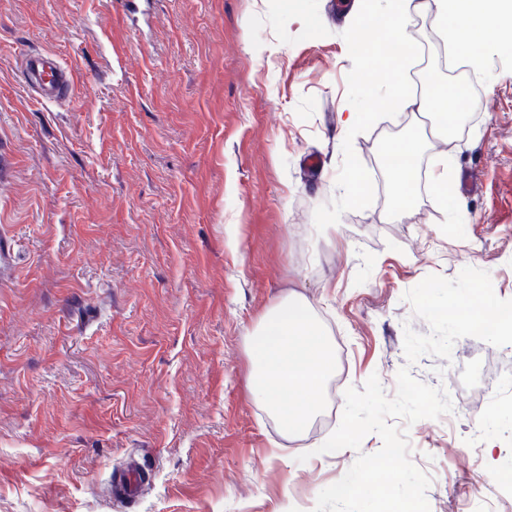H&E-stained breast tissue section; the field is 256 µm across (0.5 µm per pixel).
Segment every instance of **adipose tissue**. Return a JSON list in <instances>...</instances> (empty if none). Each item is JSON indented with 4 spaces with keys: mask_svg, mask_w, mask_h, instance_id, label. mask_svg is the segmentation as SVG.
I'll use <instances>...</instances> for the list:
<instances>
[{
    "mask_svg": "<svg viewBox=\"0 0 512 512\" xmlns=\"http://www.w3.org/2000/svg\"><path fill=\"white\" fill-rule=\"evenodd\" d=\"M431 24L447 29L457 47L472 49L512 36V0H421ZM369 24L386 33L394 46V59L411 57L414 46L404 33L410 22L409 0H388ZM420 143L410 136L397 143L392 155L400 164L389 165L392 211L404 214L416 190L407 175L417 160ZM255 395L267 402L281 427L291 435L301 434L320 408L319 393L334 370L329 342L310 306L292 293L272 307L260 320L251 340Z\"/></svg>",
    "mask_w": 512,
    "mask_h": 512,
    "instance_id": "1",
    "label": "adipose tissue"
}]
</instances>
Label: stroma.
Returning <instances> with one entry per match:
<instances>
[{
  "instance_id": "1",
  "label": "stroma",
  "mask_w": 512,
  "mask_h": 512,
  "mask_svg": "<svg viewBox=\"0 0 512 512\" xmlns=\"http://www.w3.org/2000/svg\"><path fill=\"white\" fill-rule=\"evenodd\" d=\"M0 0V512H314L359 454L324 453L347 388L397 373L452 413L408 431L430 512H512V387L485 395L506 348L474 337L408 364L405 293L487 271L512 300V45L467 51L476 106L456 144L386 104L404 69L355 37L363 0ZM77 74L32 100L20 53ZM371 74L370 91L355 81ZM454 161L461 207L418 191L391 215L386 147ZM375 180L351 200L353 171ZM337 230H330V223ZM312 306L335 370L291 438L252 387L249 345L289 292ZM146 474L118 496L128 463Z\"/></svg>"
}]
</instances>
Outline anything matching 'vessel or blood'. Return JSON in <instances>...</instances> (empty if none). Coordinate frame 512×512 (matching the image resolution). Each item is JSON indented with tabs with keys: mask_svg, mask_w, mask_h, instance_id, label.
Instances as JSON below:
<instances>
[{
	"mask_svg": "<svg viewBox=\"0 0 512 512\" xmlns=\"http://www.w3.org/2000/svg\"><path fill=\"white\" fill-rule=\"evenodd\" d=\"M21 68L28 88L44 103H59L71 98L76 73L49 51H30L21 56Z\"/></svg>",
	"mask_w": 512,
	"mask_h": 512,
	"instance_id": "obj_1",
	"label": "vessel or blood"
}]
</instances>
